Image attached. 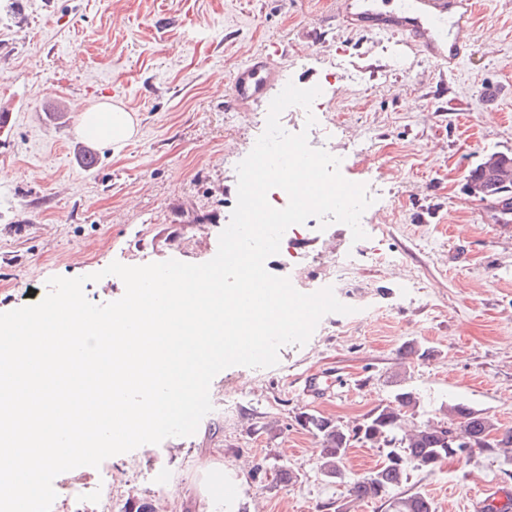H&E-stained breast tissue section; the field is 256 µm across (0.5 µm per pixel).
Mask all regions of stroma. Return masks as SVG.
I'll return each mask as SVG.
<instances>
[{
	"label": "stroma",
	"instance_id": "1",
	"mask_svg": "<svg viewBox=\"0 0 512 512\" xmlns=\"http://www.w3.org/2000/svg\"><path fill=\"white\" fill-rule=\"evenodd\" d=\"M476 2L471 49L443 82L400 39L337 27L336 0H20L0 16V107L13 108L0 129V312L41 301L54 276L215 256L265 119L230 87L254 57L284 82L330 84L324 126L306 127L298 106L280 121L375 192L366 239L339 223L303 229L275 270L303 293L339 277L362 317L326 315L276 366L217 374L194 435L113 456L112 512L138 499L163 512H392L348 494L379 449L353 446L325 478L300 418L352 424L402 385L419 394L417 421L456 401L512 430V214L465 190L483 154L512 156V0ZM104 100L136 120L118 150L76 132V106ZM318 374L330 393L306 390ZM283 465L291 477L276 480ZM216 473L235 494L209 496ZM493 487L512 497V460L478 451L411 472L393 494L475 512Z\"/></svg>",
	"mask_w": 512,
	"mask_h": 512
}]
</instances>
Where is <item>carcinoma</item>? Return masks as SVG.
Returning <instances> with one entry per match:
<instances>
[{
  "mask_svg": "<svg viewBox=\"0 0 512 512\" xmlns=\"http://www.w3.org/2000/svg\"><path fill=\"white\" fill-rule=\"evenodd\" d=\"M419 407L417 393L399 389L392 401L372 410L363 421L352 427L343 426L330 418L306 413L301 416L303 427L318 438L323 455L319 469L334 478L348 448L362 440L380 449L382 463L369 474L355 480L350 495L359 500L386 499L411 470H433L450 451L468 448V452L487 450V437L499 432L493 418L479 413L462 402L446 406L448 422H427L410 431L404 430L407 411ZM393 512H435L433 503L420 493L392 500Z\"/></svg>",
  "mask_w": 512,
  "mask_h": 512,
  "instance_id": "cac0c4a2",
  "label": "carcinoma"
}]
</instances>
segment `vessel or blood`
Segmentation results:
<instances>
[{"label":"vessel or blood","instance_id":"1","mask_svg":"<svg viewBox=\"0 0 512 512\" xmlns=\"http://www.w3.org/2000/svg\"><path fill=\"white\" fill-rule=\"evenodd\" d=\"M475 0H336L340 25L402 37L417 54L433 60L441 74L455 72L471 43ZM279 74L258 60L233 74L235 100L264 106Z\"/></svg>","mask_w":512,"mask_h":512}]
</instances>
